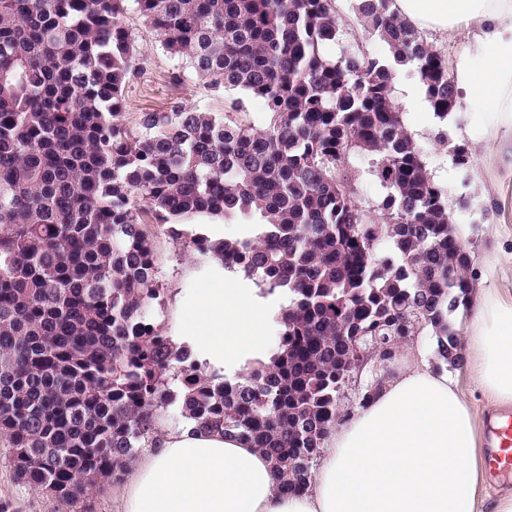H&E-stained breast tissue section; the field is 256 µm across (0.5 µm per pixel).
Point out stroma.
Instances as JSON below:
<instances>
[{
	"mask_svg": "<svg viewBox=\"0 0 512 512\" xmlns=\"http://www.w3.org/2000/svg\"><path fill=\"white\" fill-rule=\"evenodd\" d=\"M123 22L135 39V71L126 86L124 96L125 122L135 126L140 113L168 112L173 106L218 114L227 112L232 101H239V115L255 126L264 123L262 101L240 90H213L195 75L172 84L170 74L178 64L163 48L155 31L146 26L136 10H128ZM490 113L480 112L462 104L454 109L452 120L437 117L432 108L415 113V142L434 177L448 195L453 219L461 229L472 260H479L491 240L485 225L486 211L475 201L479 164L461 169L453 159L451 146L463 145L470 153H478V139L492 122ZM155 256L156 281L161 301L147 310L150 319L164 329L177 321L173 295L181 288L198 284L196 273L199 256L185 242L172 240L154 224L146 225ZM0 512H65L64 506L41 489L16 479L12 468L0 457Z\"/></svg>",
	"mask_w": 512,
	"mask_h": 512,
	"instance_id": "1",
	"label": "stroma"
}]
</instances>
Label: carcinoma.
<instances>
[{
	"instance_id": "carcinoma-1",
	"label": "carcinoma",
	"mask_w": 512,
	"mask_h": 512,
	"mask_svg": "<svg viewBox=\"0 0 512 512\" xmlns=\"http://www.w3.org/2000/svg\"><path fill=\"white\" fill-rule=\"evenodd\" d=\"M129 1L209 86L261 99L263 127L178 106L128 127ZM393 2L353 0L389 48L379 59L327 55L335 0H0V439L19 480L93 512L91 488L121 481L173 411L261 450L278 491L301 493L346 390L365 407L409 337L463 362L453 315L471 257L392 98L408 66L446 117L455 82ZM360 154L386 189L368 221ZM216 218L248 231H188ZM148 224L288 293L269 363L206 372L146 318L160 297Z\"/></svg>"
}]
</instances>
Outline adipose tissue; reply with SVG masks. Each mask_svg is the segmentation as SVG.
I'll list each match as a JSON object with an SVG mask.
<instances>
[{
	"mask_svg": "<svg viewBox=\"0 0 512 512\" xmlns=\"http://www.w3.org/2000/svg\"><path fill=\"white\" fill-rule=\"evenodd\" d=\"M415 28L469 42L454 62L459 99L493 115L481 141L488 174L477 187L500 197L512 174V0H394ZM483 56L474 70L472 53ZM493 246L471 311L456 322L468 377L486 401L512 407V225L490 213ZM213 274L176 295L178 344L206 369L235 375L268 360L280 299L212 260ZM492 482L480 422L459 380L410 358L370 402L326 438L318 471L299 495L278 492L270 460L220 431L162 430L121 491L123 512H483Z\"/></svg>",
	"mask_w": 512,
	"mask_h": 512,
	"instance_id": "adipose-tissue-1",
	"label": "adipose tissue"
}]
</instances>
